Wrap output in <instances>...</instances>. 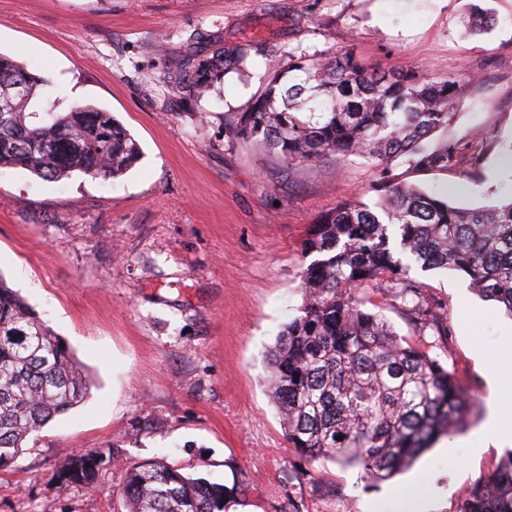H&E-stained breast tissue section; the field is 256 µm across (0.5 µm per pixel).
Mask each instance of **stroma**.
Returning <instances> with one entry per match:
<instances>
[{
    "label": "stroma",
    "mask_w": 512,
    "mask_h": 512,
    "mask_svg": "<svg viewBox=\"0 0 512 512\" xmlns=\"http://www.w3.org/2000/svg\"><path fill=\"white\" fill-rule=\"evenodd\" d=\"M469 0H0V52L49 77L39 101L104 108L143 156L116 180L61 182L0 170V276L67 343L89 394L0 470V512H123L126 469L163 460L222 484L230 512H458L466 490L512 443V318L453 271L415 272L448 333L408 320L362 290L407 342L424 347L477 400L465 426L380 482L291 448L271 400L266 354L302 302L303 240L345 198L371 202L358 158L284 166L228 121L262 90L270 56L353 52L367 69L414 64L437 80L467 73L456 119L433 145L461 142L476 164L405 180L454 189L480 206L512 193V0H487L494 24L463 27ZM256 46L246 72L183 99L169 71L221 47ZM204 122H197L198 113ZM98 450L94 488L64 484L65 461Z\"/></svg>",
    "instance_id": "stroma-1"
}]
</instances>
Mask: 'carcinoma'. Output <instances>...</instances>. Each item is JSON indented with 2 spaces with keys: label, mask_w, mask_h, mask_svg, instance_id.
Here are the masks:
<instances>
[{
  "label": "carcinoma",
  "mask_w": 512,
  "mask_h": 512,
  "mask_svg": "<svg viewBox=\"0 0 512 512\" xmlns=\"http://www.w3.org/2000/svg\"><path fill=\"white\" fill-rule=\"evenodd\" d=\"M482 2L472 0L469 9L473 32L493 25ZM252 49L237 45L200 58L192 71L175 73L174 83L196 102L214 81L243 71ZM468 82L462 73L429 80L414 67L369 71L351 53H293L286 67L269 60L263 91L235 116L236 135L286 167L357 156L377 173L373 204L346 198L310 229L299 314L266 355L288 443L313 461L330 458L389 479L477 406L453 373L359 300L365 288L386 289L411 321L441 334L442 308L429 305L410 272L447 269L512 317V196L467 208L446 190L396 174L459 163V144L437 148L429 140L455 121L453 102ZM47 84L0 53V167L50 182L75 173L117 179L141 160L138 141L105 109L74 103L66 112L28 111ZM87 386L62 339L0 278V469L14 464L32 435L78 406ZM105 464L103 453L85 450L68 458L61 477L92 488ZM118 493L125 512H228L224 486L164 462L127 470ZM459 512H512V451L466 491Z\"/></svg>",
  "instance_id": "carcinoma-1"
}]
</instances>
